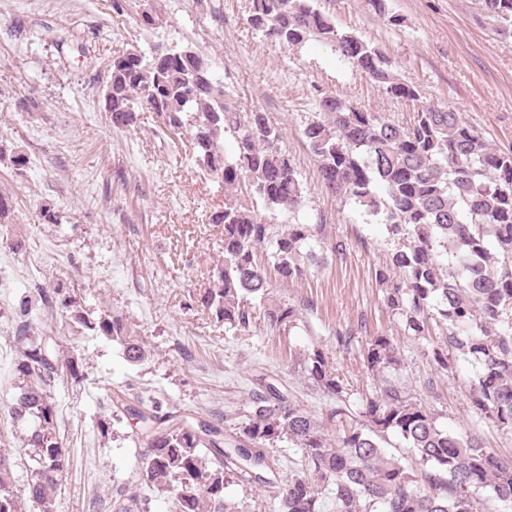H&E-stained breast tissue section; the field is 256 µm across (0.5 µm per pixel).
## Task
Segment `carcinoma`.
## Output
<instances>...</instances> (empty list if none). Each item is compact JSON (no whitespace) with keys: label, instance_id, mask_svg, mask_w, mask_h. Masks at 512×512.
Returning <instances> with one entry per match:
<instances>
[{"label":"carcinoma","instance_id":"carcinoma-1","mask_svg":"<svg viewBox=\"0 0 512 512\" xmlns=\"http://www.w3.org/2000/svg\"><path fill=\"white\" fill-rule=\"evenodd\" d=\"M482 6L512 27V0H482ZM138 8L141 25L155 39L108 60L104 111L118 129L133 126L140 112L156 113L166 130L186 136L195 164L223 194L206 215L207 223L222 227L223 246L201 306L239 332L250 331L260 316L272 327L291 328L313 301L295 306L275 297L267 267L282 280L300 279L317 260L314 245L341 258L347 243L330 238L324 224H290L280 232L259 213L260 205L273 214L304 204L299 173L281 148V129L266 113L234 104L207 56L158 34L160 0H138ZM248 23L288 49L312 34L387 94L413 103L404 124L324 95L318 119L303 135L324 187L383 216L395 249L375 280L403 333H428L436 307L442 335L432 342L434 363L445 371L457 358L479 364L470 386L475 407L512 434V152L493 147L461 113L425 102L417 86L396 77L382 47L338 30L314 0H254ZM227 135L234 142L231 156L224 150ZM269 247L271 261L264 265L258 254ZM37 295L73 324L118 342L129 362L150 355L122 316L106 311L91 319L63 284ZM35 307L25 301L26 320L16 326L17 372L25 385L11 412L32 423L28 499L46 508L69 464L53 425L51 390L65 376L75 384L82 377L55 338L36 339L27 320ZM362 356L379 393L358 409L317 346L294 361L325 401L322 417L300 405L277 375L263 373L255 376L251 410L232 434L178 410L164 413L161 404L129 388L112 390L109 400L113 412L135 421L133 441L143 448L139 481L170 494L171 512H245L224 496L230 478L259 492L276 489L277 512H320L324 492L334 496L335 512H490L492 500L511 507L512 459L486 448L475 433H450L437 424L401 381L394 339L371 337ZM333 427L334 441L326 434ZM389 433L429 469L419 473L388 453L382 442ZM282 443L301 450L308 476L274 480ZM0 512H20L2 452Z\"/></svg>","mask_w":512,"mask_h":512}]
</instances>
